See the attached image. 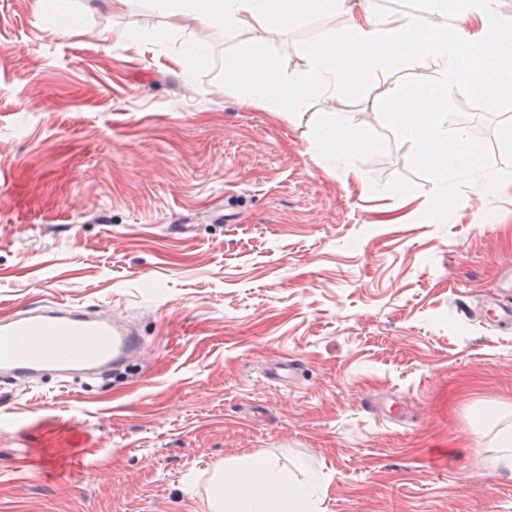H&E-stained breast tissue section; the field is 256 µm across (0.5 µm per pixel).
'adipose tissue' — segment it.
<instances>
[{
	"label": "adipose tissue",
	"instance_id": "1",
	"mask_svg": "<svg viewBox=\"0 0 512 512\" xmlns=\"http://www.w3.org/2000/svg\"><path fill=\"white\" fill-rule=\"evenodd\" d=\"M183 30L216 25L227 31L264 24L268 33L295 27L316 16L349 15L347 29L315 42L299 55L292 71H284L270 50L238 51L224 58V75L243 106L274 108L287 118L304 120V137L316 150L356 146L357 131L347 112L313 116L320 102L358 89L375 70L426 58L438 61L441 76L433 87L420 90L395 86L387 104L378 106L379 119L419 147V160L434 176L439 191L449 181L479 170L477 149L464 132L448 131V100L476 95L491 102L512 99V16L497 0H464L463 11L452 14L448 0H435L439 21L403 12L383 16L366 0H149ZM95 0H35L37 23H51L60 34L80 28L83 15L95 12ZM315 478L299 483L275 470L264 457H249L236 474H221L205 499L204 512H276L284 502L292 512H311Z\"/></svg>",
	"mask_w": 512,
	"mask_h": 512
}]
</instances>
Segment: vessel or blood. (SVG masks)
Wrapping results in <instances>:
<instances>
[{"instance_id":"vessel-or-blood-1","label":"vessel or blood","mask_w":512,"mask_h":512,"mask_svg":"<svg viewBox=\"0 0 512 512\" xmlns=\"http://www.w3.org/2000/svg\"><path fill=\"white\" fill-rule=\"evenodd\" d=\"M143 351L140 334L125 319L91 316L75 306L53 303L39 310L0 319V373L33 377L116 368ZM296 360L283 358L264 370L267 380L295 378Z\"/></svg>"}]
</instances>
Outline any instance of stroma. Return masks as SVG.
<instances>
[{"label":"stroma","instance_id":"35a3bbf8","mask_svg":"<svg viewBox=\"0 0 512 512\" xmlns=\"http://www.w3.org/2000/svg\"><path fill=\"white\" fill-rule=\"evenodd\" d=\"M33 7L0 0V318L78 304L133 321L145 351L105 387L0 384V512H203L216 469L255 454L317 475V512H512L496 438L512 325L484 318L512 270V101L449 99L483 172L441 205L372 109L437 83L434 59L319 104L353 113L363 142L322 153L225 85L254 28H194L207 54L186 75L181 34L139 51L165 23L139 0H98L65 36ZM348 21L265 47L289 71ZM288 356L303 372L267 382Z\"/></svg>","mask_w":512,"mask_h":512}]
</instances>
